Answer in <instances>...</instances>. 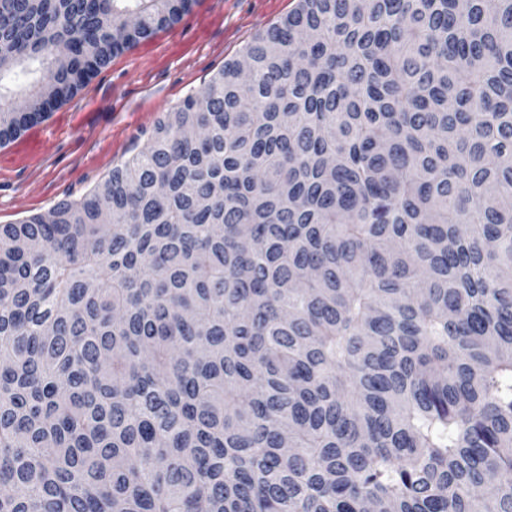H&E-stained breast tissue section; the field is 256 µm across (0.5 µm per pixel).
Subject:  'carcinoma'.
Returning a JSON list of instances; mask_svg holds the SVG:
<instances>
[{
    "mask_svg": "<svg viewBox=\"0 0 512 512\" xmlns=\"http://www.w3.org/2000/svg\"><path fill=\"white\" fill-rule=\"evenodd\" d=\"M196 2L0 0V145ZM0 512H512V0H298L0 224Z\"/></svg>",
    "mask_w": 512,
    "mask_h": 512,
    "instance_id": "1",
    "label": "carcinoma"
}]
</instances>
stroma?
<instances>
[{
    "instance_id": "35a3bbf8",
    "label": "stroma",
    "mask_w": 512,
    "mask_h": 512,
    "mask_svg": "<svg viewBox=\"0 0 512 512\" xmlns=\"http://www.w3.org/2000/svg\"><path fill=\"white\" fill-rule=\"evenodd\" d=\"M297 2L197 0L179 22L115 56L41 122L0 145V224L87 193Z\"/></svg>"
}]
</instances>
